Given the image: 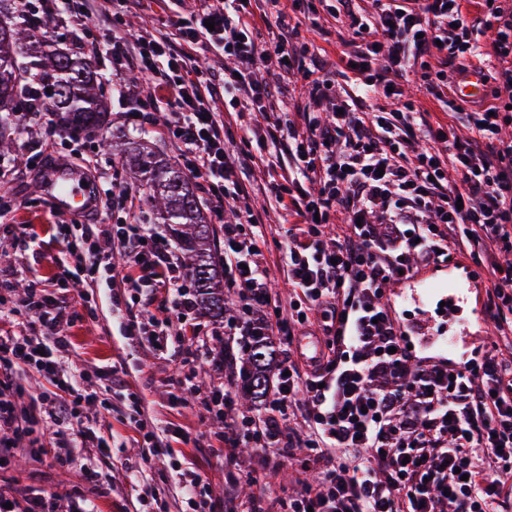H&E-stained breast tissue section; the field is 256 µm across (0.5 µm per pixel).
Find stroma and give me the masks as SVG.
Returning a JSON list of instances; mask_svg holds the SVG:
<instances>
[{
	"label": "stroma",
	"mask_w": 512,
	"mask_h": 512,
	"mask_svg": "<svg viewBox=\"0 0 512 512\" xmlns=\"http://www.w3.org/2000/svg\"><path fill=\"white\" fill-rule=\"evenodd\" d=\"M194 10V0H144L141 9L124 13L122 19L127 29L137 31L148 28L154 16L187 19ZM125 108L117 94H110L105 124L82 138L86 157L97 162L98 175L89 178L90 187H97L99 180L115 178L131 188H142L138 174L112 147L118 139L145 142L160 158L173 164L179 161L178 150L168 139L132 129ZM23 118V113H14L8 125L14 140L8 174L0 182V225L25 226L30 243L20 249L11 235L0 233V270L9 275L13 285L4 298L7 306L18 305L36 283L51 295L64 316L73 317V325L67 331L65 366L73 373L84 374L82 388L97 392L98 402L86 409L84 423L109 440L112 448L109 454L96 457L98 475L94 478L79 468L59 464L63 455L85 456V449L72 442L65 440L52 446L43 439L31 447L15 449L0 463V495L20 501L30 492H45L50 496L49 507L56 512H65L68 503L81 500L89 502L95 512H183L176 470L190 467L210 483V512H225L224 473L229 464L222 453L224 422L208 416L202 405L217 381L216 375L209 362L198 363L194 393L186 395L184 403L171 405L170 395L177 389L180 372L179 358L127 338L112 318L113 301L128 304L129 293L97 288L87 299L81 295V286L64 285L76 259L55 227L72 223L73 217L53 212V204L42 187L46 172L30 169L27 157L30 150L40 147L51 161L71 160L70 130L58 122L36 125L21 139L17 133ZM454 263L463 267L475 286L468 291L452 327L466 330L472 346L492 344L497 335L484 320L485 279L470 260L458 256ZM417 277L431 285L420 303L402 301L401 295L409 291V284L387 291L399 322L408 329L436 312L448 294L443 287L448 280L447 267L431 266L420 270ZM112 368L127 381V388L102 387L99 372ZM131 390L142 399L148 425L160 430L173 425L184 433V441L172 442L170 455H151L140 433L127 422L125 415L131 408L127 393Z\"/></svg>",
	"instance_id": "stroma-1"
}]
</instances>
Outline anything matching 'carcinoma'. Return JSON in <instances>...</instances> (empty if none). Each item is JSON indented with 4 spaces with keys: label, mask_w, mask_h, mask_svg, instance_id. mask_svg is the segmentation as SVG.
<instances>
[{
    "label": "carcinoma",
    "mask_w": 512,
    "mask_h": 512,
    "mask_svg": "<svg viewBox=\"0 0 512 512\" xmlns=\"http://www.w3.org/2000/svg\"><path fill=\"white\" fill-rule=\"evenodd\" d=\"M28 40L30 62H18L15 47L19 36ZM30 75L41 89L60 86L62 94L44 93L52 111L68 128L102 125L106 112L104 83L89 69L80 53H62L45 49L41 33L33 25H16L0 13V112L15 111L22 74ZM130 161L144 176L149 196L162 223L173 226L179 247L187 260L202 308L224 314V294L214 264L207 261L209 225L205 224L189 177L181 169L156 158L152 153L133 147ZM267 342L260 341L241 355L239 372L244 384L239 398L254 403L262 397L269 382L271 364Z\"/></svg>",
    "instance_id": "cac0c4a2"
}]
</instances>
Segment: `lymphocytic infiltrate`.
<instances>
[{"mask_svg": "<svg viewBox=\"0 0 512 512\" xmlns=\"http://www.w3.org/2000/svg\"><path fill=\"white\" fill-rule=\"evenodd\" d=\"M20 24L67 15L85 34L91 15L102 16L95 40L111 63L120 98L123 75L138 69L153 92L137 99L142 120L166 112L162 127L184 168L201 180L216 218L225 208L224 286L238 314L212 333L249 342L251 336L292 342L319 330L328 353L316 369L280 362L276 389L256 414L236 417L231 382L204 400L207 414L230 419L224 436L233 471L226 481L259 484L293 449H306L305 469L316 482L298 481L278 501V512H496L512 498V360L479 347L465 364L423 357L407 348V332L386 295L391 283L463 254L487 282L484 311L499 331L512 333V0H334L328 15L349 32L336 60L298 40L296 20L305 0H198L199 20L169 29L158 21L136 35L115 19V6L141 0H46L33 12L15 0ZM492 31L489 46L476 36ZM216 50L234 60L223 75L200 64ZM469 54L486 73L490 106L467 110L447 95ZM275 61L282 76L302 81L320 113L294 120L274 110L278 94L259 80L257 63ZM414 74L423 90L445 104L447 121L433 119L403 96L395 79ZM348 78L339 94L334 75ZM246 112L234 128L220 111ZM241 142L233 153L229 145ZM288 159V173L264 188L288 228L270 243L248 203L250 163L271 154ZM143 197L120 182L100 188L94 220L56 230L77 260L73 276L94 286L112 272V254L127 258L120 282L161 296L165 319L142 309L118 310L128 336L159 351L173 350L191 386L196 364L213 357L201 337L200 313L175 249L145 225L110 223L114 206L139 209ZM293 290L281 301L266 284L269 248ZM51 300L30 287L27 333L0 336V450L24 445L28 424L60 427L81 419L91 395H82L64 368L68 321L49 314ZM191 342H184L186 331ZM36 370L57 388L39 409L19 406V372ZM302 420L303 432L290 429ZM256 449L257 464L236 462L239 447Z\"/></svg>", "mask_w": 512, "mask_h": 512, "instance_id": "1", "label": "lymphocytic infiltrate"}]
</instances>
